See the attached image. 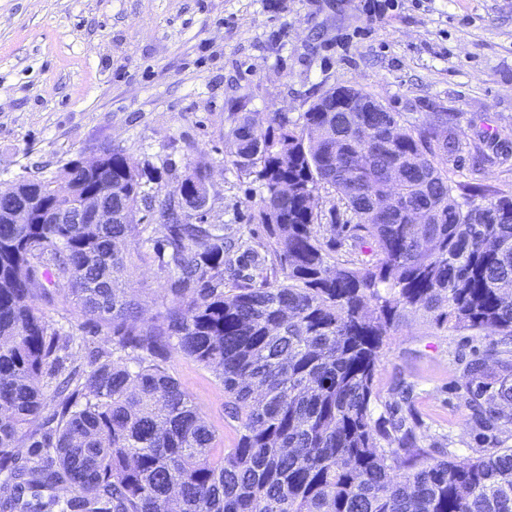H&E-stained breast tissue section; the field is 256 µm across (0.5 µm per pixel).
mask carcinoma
Wrapping results in <instances>:
<instances>
[{"instance_id": "obj_1", "label": "carcinoma", "mask_w": 512, "mask_h": 512, "mask_svg": "<svg viewBox=\"0 0 512 512\" xmlns=\"http://www.w3.org/2000/svg\"><path fill=\"white\" fill-rule=\"evenodd\" d=\"M447 127L446 112L408 126L317 101L296 120L238 118L224 168L257 184L272 269L244 235L159 198L156 177L111 145L114 195L162 218L137 259L130 224L0 223V512H512V448L424 461L406 417L382 433L387 448L371 426L381 350L408 316L512 340V193L449 184L448 158L469 144ZM95 186L75 162L0 209L31 188L60 208ZM321 188L342 223H322ZM347 230L369 259L331 265ZM140 263L172 295L149 322L125 288ZM59 288L112 333L87 372L64 366L74 336L40 307ZM175 354L224 386L239 433L227 452L169 373ZM467 378L477 423L497 428L512 364L492 376L476 360Z\"/></svg>"}]
</instances>
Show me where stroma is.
<instances>
[{
    "label": "stroma",
    "mask_w": 512,
    "mask_h": 512,
    "mask_svg": "<svg viewBox=\"0 0 512 512\" xmlns=\"http://www.w3.org/2000/svg\"><path fill=\"white\" fill-rule=\"evenodd\" d=\"M365 92L402 123L447 113L474 151L449 162L452 182L512 193V0H400L382 19L358 0H0V188L109 144L156 168L162 193L189 165L211 169L208 221L251 232L256 185L225 170L233 113L297 118L335 88ZM167 281L140 266L127 284L144 320ZM45 313L85 337L70 359L88 364L106 331L78 320L65 298ZM512 362V343L438 328L411 316L389 336L374 380L372 426L407 399L417 445L458 460L512 446V419L488 432L466 403L468 363ZM168 370L233 447L216 373L175 355Z\"/></svg>",
    "instance_id": "35a3bbf8"
}]
</instances>
